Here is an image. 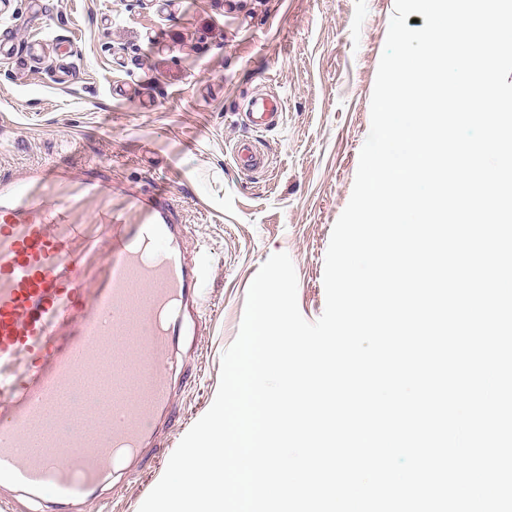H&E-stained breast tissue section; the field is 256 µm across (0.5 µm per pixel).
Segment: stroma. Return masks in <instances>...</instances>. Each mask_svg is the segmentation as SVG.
<instances>
[{
    "mask_svg": "<svg viewBox=\"0 0 512 512\" xmlns=\"http://www.w3.org/2000/svg\"><path fill=\"white\" fill-rule=\"evenodd\" d=\"M12 0L0 13L18 57L33 38L69 43L71 75L0 60V176L97 164L118 193L166 190L185 208L189 261L206 258L205 309L180 346L172 418L143 460L83 512H139L217 394L261 265L287 253L297 302L325 308L324 261L353 189L394 0ZM280 96L261 135L236 116L245 96ZM268 162L244 173L236 143Z\"/></svg>",
    "mask_w": 512,
    "mask_h": 512,
    "instance_id": "obj_1",
    "label": "stroma"
}]
</instances>
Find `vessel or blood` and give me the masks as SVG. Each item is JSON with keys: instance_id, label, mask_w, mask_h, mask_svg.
<instances>
[{"instance_id": "vessel-or-blood-1", "label": "vessel or blood", "mask_w": 512, "mask_h": 512, "mask_svg": "<svg viewBox=\"0 0 512 512\" xmlns=\"http://www.w3.org/2000/svg\"><path fill=\"white\" fill-rule=\"evenodd\" d=\"M283 104L251 98L249 124ZM168 195L114 197L95 167L0 179V492L74 512L139 461L173 401L201 301Z\"/></svg>"}]
</instances>
